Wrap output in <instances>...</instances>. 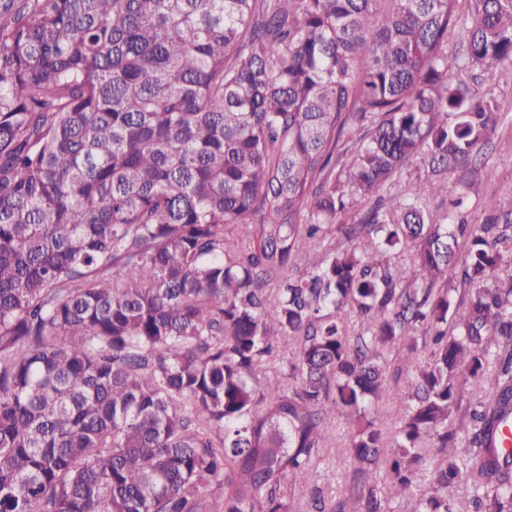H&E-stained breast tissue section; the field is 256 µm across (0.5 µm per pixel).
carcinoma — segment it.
Returning a JSON list of instances; mask_svg holds the SVG:
<instances>
[{"instance_id":"cac0c4a2","label":"carcinoma","mask_w":512,"mask_h":512,"mask_svg":"<svg viewBox=\"0 0 512 512\" xmlns=\"http://www.w3.org/2000/svg\"><path fill=\"white\" fill-rule=\"evenodd\" d=\"M378 2L0 0V512H290L338 418L365 512L381 465L397 497L431 469L416 512H512V200L428 206L495 127L458 71L512 61V0H474L456 65L459 0ZM427 169L421 157L410 159L395 175L391 184L388 186L390 194L402 197L408 185L418 178H424ZM399 358L397 350L392 348L385 366L386 390L379 402V420L389 440L394 437L398 420L405 408L404 400L397 394L398 387L406 383V370Z\"/></svg>"}]
</instances>
